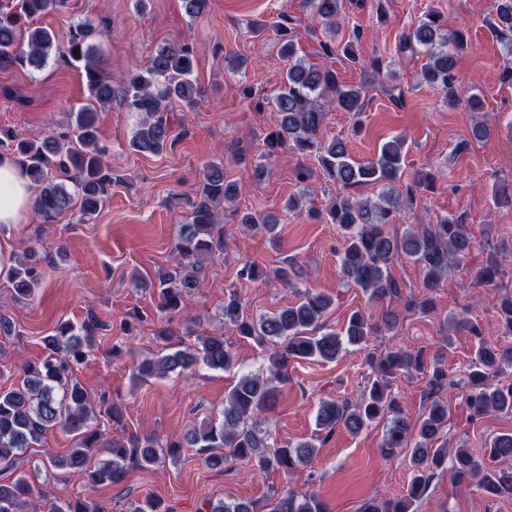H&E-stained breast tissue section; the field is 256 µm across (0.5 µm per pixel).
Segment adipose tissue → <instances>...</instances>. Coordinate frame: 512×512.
Here are the masks:
<instances>
[{
    "mask_svg": "<svg viewBox=\"0 0 512 512\" xmlns=\"http://www.w3.org/2000/svg\"><path fill=\"white\" fill-rule=\"evenodd\" d=\"M33 187L9 154H0V230L29 223L34 212Z\"/></svg>",
    "mask_w": 512,
    "mask_h": 512,
    "instance_id": "obj_1",
    "label": "adipose tissue"
}]
</instances>
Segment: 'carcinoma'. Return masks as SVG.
I'll return each mask as SVG.
<instances>
[{
  "mask_svg": "<svg viewBox=\"0 0 512 512\" xmlns=\"http://www.w3.org/2000/svg\"><path fill=\"white\" fill-rule=\"evenodd\" d=\"M61 0H0V70L29 64L42 67L50 54L55 53L71 65L83 69L87 103L80 106L67 131L59 135L21 138L12 130L0 128V148L13 154L25 169L37 190L35 215L42 223L53 221L73 205L81 215L95 214L106 199L112 184V167L106 160L107 147L101 144L97 127V108L104 107L116 97L122 98L129 109L139 115L130 141L132 150L159 154L174 140L168 112L173 101L186 107L195 104L197 85L191 79L195 53L187 43H168L153 53L145 65L124 77L123 84H112V78L100 69L93 46L88 38L93 32L89 24L80 23L69 32L67 41L59 42L55 32L35 27L33 22L54 10ZM311 17L336 28L339 17L346 14V0H303ZM489 28L512 56V0H497L495 15ZM273 30L281 43V56L287 63L281 86L273 97L253 94L251 87L243 94L252 100L260 112L274 103L280 115L277 127L264 138L263 157L272 159L290 150L315 153L324 173L341 188L326 209V221L344 233V250L340 256L341 273L374 300L387 296L400 298V290L390 277V267L401 254L422 265L423 286L432 294L448 275V260L461 261L473 247L468 225L460 217H442L433 224H421L399 241L384 229L394 219L400 199L413 202L414 193L430 190L435 176L417 172L412 182L402 183L403 139L394 137L383 144L379 155L365 163L356 161L341 140L322 142L318 134L327 103L342 112L361 114L367 106V85L342 82L336 70L319 64H306L297 59L299 19L288 13L280 14ZM363 32L355 28L345 42L321 44L327 58L341 56L353 65L368 66L380 72L382 63L374 58L369 63L360 60L358 43ZM468 47L461 30L444 28L441 15L427 12L409 32L401 36L399 51L416 53L424 50L425 62L421 79L440 90L450 100L456 99L455 69L457 54ZM73 180L67 186L61 177ZM372 185L379 188L377 199L357 198L343 193L351 187ZM238 184L227 179L224 162L206 166L199 195L192 203V221L181 229L174 249V269L157 271L163 307L176 310L185 297L201 284V257L224 250V225L214 218L216 206L233 203L238 198ZM238 223L248 234L265 231L272 237L278 233V219L273 215L247 211L238 215ZM501 269L493 261L483 268L477 280L487 286H497ZM42 273L33 260L17 258L11 275L16 299L34 296L41 285ZM330 299L308 290L299 303L256 319L242 315L240 297L234 291L224 297V324L250 339L259 347L276 348L268 356L270 376L247 374L227 394L220 423L204 421L182 439L165 444L153 436L129 439L111 438L101 441L102 433L90 428L97 413L105 411L119 423L123 414L115 405L102 398L95 403L74 376V367L84 362L94 336L96 322L76 326L69 321L59 322L54 333L44 338L49 354L38 364L24 369L22 382L15 388L0 390V463L13 468L11 475L0 480V512H29L28 502L33 494L26 470L19 468L28 449L41 443L52 428L61 426L75 436V444L63 455L52 456L48 465L59 470L88 467L90 452L105 447L107 458L88 472L94 485L123 482L126 462L144 467L153 464L159 455L175 460L181 448L195 446L205 453L207 466H222L230 458L253 463L265 472L299 473L316 454L312 442L270 449V434L257 420L258 413L278 401L277 387L272 381L288 379L286 369L291 359L334 362L344 351V345H364L379 327L368 323L359 313H353L342 332L327 329L321 320ZM500 329L512 336V292L502 291L495 297ZM374 378L354 402L325 399L317 411L318 426L332 432L343 425L356 434L386 413L392 414L382 444V453L394 458L405 448L411 449V481L401 497L378 502L369 500L361 512H414V504L423 496L427 485L448 459V449L436 446V436L448 421V405L434 401L424 413L417 432L409 424L391 398L389 387L400 373L414 374L432 368L430 383L435 387L449 386L453 381L443 365L444 350L431 357L423 351L415 353L390 352L366 355ZM233 356L224 345L222 336L198 338V344L184 349L162 347L153 358L133 362V376L143 382L183 373L202 364L213 370H227ZM469 390L466 401L477 415L489 412L512 413V346L497 347L478 341L475 358L468 374ZM512 458V432L495 437L488 454L473 455L469 449L458 447L453 454L456 480L463 483L477 480L486 495L512 497V468L497 463ZM49 512H104L95 500L69 498L50 503ZM208 512H254L253 503L219 501L209 505ZM271 512H327L319 495L302 494L293 488L282 491Z\"/></svg>",
  "mask_w": 512,
  "mask_h": 512,
  "instance_id": "cac0c4a2",
  "label": "carcinoma"
}]
</instances>
